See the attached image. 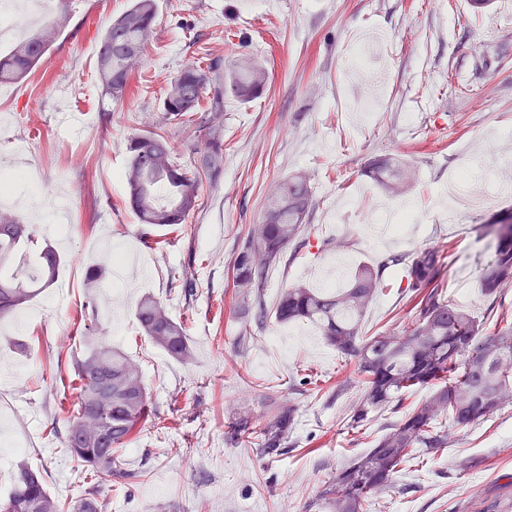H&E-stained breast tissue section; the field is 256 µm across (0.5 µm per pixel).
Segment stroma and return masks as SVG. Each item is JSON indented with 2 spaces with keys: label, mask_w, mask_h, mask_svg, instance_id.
Returning a JSON list of instances; mask_svg holds the SVG:
<instances>
[{
  "label": "stroma",
  "mask_w": 512,
  "mask_h": 512,
  "mask_svg": "<svg viewBox=\"0 0 512 512\" xmlns=\"http://www.w3.org/2000/svg\"><path fill=\"white\" fill-rule=\"evenodd\" d=\"M158 19L123 103L97 78L100 37L130 0H71L70 19L50 51L17 83H0V169H25L39 194L64 211L59 233L22 200L25 184L0 210L38 230L64 265L56 283L0 321V498L17 465L44 471L63 501L81 497L65 452L63 406L76 396L72 365L97 323L113 347L139 364L165 432L144 424L122 452L133 473L113 481L107 512H305L337 469L366 453L397 421L378 414L352 429L363 391L354 363L307 321L268 317L257 327L251 304L235 300L227 267L275 181L306 175L313 203L307 244L288 246L269 272L267 309L282 288L335 281L348 287L360 265L392 254L445 247L448 297L493 332L512 317V288L484 297L478 276L492 252L476 229L512 208V0L482 10L467 0H157ZM378 34L366 76L349 66L352 47ZM225 70L263 62L268 80L249 102L224 98V174L200 189L202 206L179 231L156 229L147 247L125 199L129 137L160 114L164 90L201 48ZM409 164L410 188L385 192L364 176L375 158ZM487 189L477 205L448 195L460 167ZM408 212L410 221L390 222ZM199 272L191 297H171L172 268ZM103 265V287L87 288ZM164 299L189 328L193 357L181 362L142 333L134 309ZM410 308L385 291L359 323L376 335ZM297 408L288 451L263 456L230 438L240 411L262 426L274 404ZM25 440L26 451L12 447ZM369 512H512V406L451 430L448 446L410 463L372 500Z\"/></svg>",
  "instance_id": "35a3bbf8"
}]
</instances>
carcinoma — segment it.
Segmentation results:
<instances>
[{"instance_id": "1", "label": "carcinoma", "mask_w": 512, "mask_h": 512, "mask_svg": "<svg viewBox=\"0 0 512 512\" xmlns=\"http://www.w3.org/2000/svg\"><path fill=\"white\" fill-rule=\"evenodd\" d=\"M157 0L132 3L107 28L98 52V78L113 101L124 99L131 71L143 56L157 19ZM68 19V4L35 33L16 42L0 57V83L27 76L49 51ZM267 83L266 69L258 62L223 75L220 58L203 59L183 67L168 83L161 116L130 137L125 171L127 203L146 228L183 224L201 208L200 186L217 183L224 173V94L242 102L259 96ZM192 127L201 141L199 157L179 161L169 142L174 129ZM369 173L386 191H405L411 178L403 165L387 158L373 160ZM266 205L273 216H262L248 231L228 267L235 297L254 300V319L261 326L267 311L264 292L269 269L279 263L286 247L305 232L312 205V189L302 175L272 184ZM485 228L495 243L479 271L480 288L498 297L512 287V212L491 217ZM21 254L26 262L9 261ZM61 257L50 246L38 248L35 231L14 216L0 215V320L26 306L51 287L59 275ZM400 271L395 285L413 301L408 320L377 336L364 338L359 322L371 302L390 287L383 270ZM445 268L443 249L424 247L406 257L392 255L377 268H360L348 288L330 289L296 285L280 292L275 318L281 322L307 320L317 324L327 342L362 377L363 392L351 410L350 427L361 429L384 410L400 414L389 431L363 455L341 468L315 503L317 512H367L375 494L395 480L402 467L423 452L448 447V431L475 425L512 403V319L492 333L448 299L439 287ZM171 287L187 295L197 287L189 263L170 271ZM135 317L144 335L170 356L192 357L185 327L168 315L165 303L142 297ZM93 323L83 325L87 339L84 355L75 362L76 399L66 410V452L89 485L74 505V512H105L103 480L128 479L119 451L140 433L149 420L165 429L159 413L150 409L139 366L124 352L98 336ZM431 389L415 406H405L408 395ZM295 424L291 405L276 407L258 430L249 412L239 413L231 437L247 441L264 456L282 454ZM66 504L47 489L41 472L17 467L10 493L0 501V512H64Z\"/></svg>"}]
</instances>
